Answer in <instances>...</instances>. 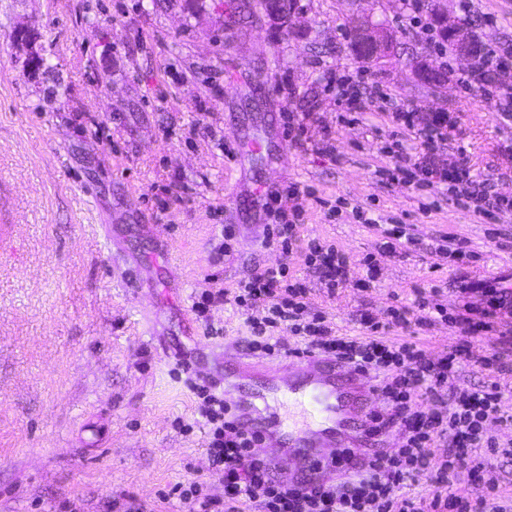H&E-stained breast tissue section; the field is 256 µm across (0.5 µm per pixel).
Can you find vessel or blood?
Wrapping results in <instances>:
<instances>
[{
    "instance_id": "obj_1",
    "label": "vessel or blood",
    "mask_w": 512,
    "mask_h": 512,
    "mask_svg": "<svg viewBox=\"0 0 512 512\" xmlns=\"http://www.w3.org/2000/svg\"><path fill=\"white\" fill-rule=\"evenodd\" d=\"M218 383L238 425L258 430L261 447L291 480L333 479L336 456L365 447L366 414L379 404L368 376L317 356L264 360L228 352ZM278 399L303 405L308 421L285 424L270 407Z\"/></svg>"
}]
</instances>
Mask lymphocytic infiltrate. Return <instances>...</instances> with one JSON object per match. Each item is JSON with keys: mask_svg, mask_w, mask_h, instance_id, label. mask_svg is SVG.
Segmentation results:
<instances>
[{"mask_svg": "<svg viewBox=\"0 0 512 512\" xmlns=\"http://www.w3.org/2000/svg\"><path fill=\"white\" fill-rule=\"evenodd\" d=\"M467 87H483L485 100L501 115L512 114V51L486 48L475 67L459 77ZM392 125L415 133L421 141L416 155L397 154L393 170L407 183L420 187L447 185L457 199L478 217L512 211V198L492 193L488 181L472 179L464 160L447 161L442 152L452 122L449 113H421L397 108ZM296 185L271 196L266 209L264 243L289 254L299 240L305 210ZM309 272L328 295L340 288L372 287L376 274L351 271L350 261L335 244L311 241L305 256ZM459 294L469 297L463 311L449 313L442 305H429L426 292L416 289L411 304L388 307L384 316L370 309L357 310L355 320L363 334H336L324 312L312 309L304 280L291 275L287 264L254 268L234 291L203 292L192 309L208 318L218 304L230 300L248 311L251 334L244 348L256 355L281 356L311 353L336 360L371 376L380 398L368 415V432L384 447L367 465L357 466L352 452L336 461L334 480L317 483L289 482L275 475L271 462L257 457L256 436L241 430L224 395L209 382L187 379L196 409L207 431L211 473L224 485L220 496L210 494L207 481L179 484L185 512H503L496 505L498 486L486 480L493 462H512V447L499 444L489 434L490 421L503 422L512 415L504 408L499 386L492 381L462 387L456 380L464 366L500 373L512 369V336L501 331L503 319L512 318V279L473 278L454 272L448 277ZM444 324L454 330L457 343L449 353L435 356L413 340V333ZM286 326L298 341L282 344L275 331ZM407 331V338L388 340L389 332ZM448 449L436 456L438 446ZM484 449L473 459L475 449ZM467 470L472 490H450L459 470ZM428 476V498L405 494L407 484Z\"/></svg>", "mask_w": 512, "mask_h": 512, "instance_id": "f902f5d3", "label": "lymphocytic infiltrate"}]
</instances>
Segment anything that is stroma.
Returning <instances> with one entry per match:
<instances>
[{
	"instance_id": "35a3bbf8",
	"label": "stroma",
	"mask_w": 512,
	"mask_h": 512,
	"mask_svg": "<svg viewBox=\"0 0 512 512\" xmlns=\"http://www.w3.org/2000/svg\"><path fill=\"white\" fill-rule=\"evenodd\" d=\"M471 39L512 47V0H470L482 24L465 25L461 0H428ZM296 33L261 22L260 7L227 24L220 0H0V512H63L78 499L102 512L125 492L146 512H181L176 484L212 478L206 427L175 371L184 351L204 373L223 369L225 346L250 332L234 304L196 318L195 296L235 288L255 265L287 260L306 277L303 244L335 243L354 274L377 264L374 288L310 298L343 336H358V308L382 313L429 289L431 304L462 306L432 270L435 249L465 239L468 274L512 272V212L487 220L424 189L382 176L395 152V107L447 112L443 156L512 197V117L453 78L428 87L409 63L432 56L403 0H297ZM370 15L395 39L381 61L357 62L345 28ZM363 71L389 93L346 121L325 69ZM166 101H159L158 91ZM316 101L331 132L327 158L287 139L285 112ZM313 190L289 257L251 245L263 224L264 185ZM366 212L359 223L353 209ZM406 224V254L378 249L381 228ZM232 252L214 260L223 225Z\"/></svg>"
}]
</instances>
